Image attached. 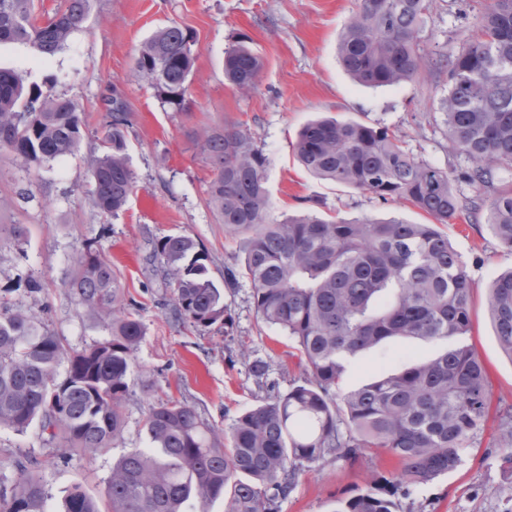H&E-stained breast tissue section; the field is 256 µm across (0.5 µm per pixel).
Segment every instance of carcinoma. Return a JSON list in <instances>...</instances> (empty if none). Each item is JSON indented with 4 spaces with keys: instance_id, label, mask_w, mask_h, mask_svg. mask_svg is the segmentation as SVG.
Listing matches in <instances>:
<instances>
[{
    "instance_id": "carcinoma-1",
    "label": "carcinoma",
    "mask_w": 512,
    "mask_h": 512,
    "mask_svg": "<svg viewBox=\"0 0 512 512\" xmlns=\"http://www.w3.org/2000/svg\"><path fill=\"white\" fill-rule=\"evenodd\" d=\"M90 0H65L40 18L34 0H0V44L23 43L55 55L79 27ZM430 0H360L341 34L339 59L359 84L372 88L412 82L422 64L421 35ZM474 35L448 70L440 103L448 141L472 163L471 185L491 192L488 222L512 252V187L495 184L512 169V0H487L474 17ZM195 39L171 24L144 41L137 79L161 101L185 109ZM262 60L240 40L225 51L224 76L250 93ZM129 113L112 102L107 151L90 170L92 201L103 214L128 202L135 175L126 156ZM79 105L24 92L21 78L0 70V149L28 162L71 155L81 138ZM211 168L208 204L224 230L244 237L241 267L224 283H250L257 316L294 343L302 377L284 394L237 416L224 434L206 425L194 405L167 396L151 403L143 426L147 450L122 456L100 503L80 482L65 512H198L224 500V512H272L297 486L305 465L333 456L395 457L393 480L377 479L334 512H400L395 496L457 469L461 450L490 416L487 370L474 347L466 264L441 229L469 221L482 204L464 203L448 173L420 160L383 127L319 119L298 133L293 149L311 175L406 202L434 219L337 221L313 213L269 219V160L252 133L236 125L198 134ZM209 255L189 235L157 238L153 271L173 285L174 321L206 329L224 318V296L208 275ZM65 287L96 313L110 336L80 350L32 312L0 303V427L42 433L64 455L96 454L122 439L128 375L143 336L128 310L112 262L100 250L72 256ZM501 349L512 357V269L499 274L486 301ZM391 338L453 345L426 361L339 393L348 359ZM42 478L21 461L0 458V512H45Z\"/></svg>"
}]
</instances>
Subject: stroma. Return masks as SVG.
I'll return each instance as SVG.
<instances>
[{
  "label": "stroma",
  "mask_w": 512,
  "mask_h": 512,
  "mask_svg": "<svg viewBox=\"0 0 512 512\" xmlns=\"http://www.w3.org/2000/svg\"><path fill=\"white\" fill-rule=\"evenodd\" d=\"M484 3L431 0L425 56L456 55ZM358 5L359 0H91L81 25L52 57L26 44H0V69L19 74L25 86H37L43 96L76 101L85 115L74 154L27 163L0 152V224L28 229L21 243L0 237V300L38 313L74 347L106 338L104 323L64 286L72 255L90 245L111 259L125 300L135 304L145 331L128 376L126 427L114 448L65 457L45 444L38 425L21 433L0 428V457L32 464L48 492L46 512H63L65 492L77 481L96 499H105L113 463L150 445L143 418L154 399L186 398L222 429L259 399L286 392L301 377L287 336L258 318L249 283L224 285V269L240 263L242 243L225 233L207 204L210 169L195 142L198 131L236 124L255 136L269 159L266 186L273 220L310 207L339 220L431 221L411 204H386L302 169L292 145L301 127L321 116L388 128L424 162L452 175L461 197L474 196V189L457 179L468 161L449 142L439 112L448 93L447 72L425 68L413 82L368 88L344 70L338 41ZM173 23L196 40L183 113L163 105L134 74L142 42ZM242 37L263 62L257 85L247 95L224 78V51ZM116 99L129 107L127 157L136 183L124 209L112 216L92 203L89 169L102 154ZM446 230L467 263L473 295L467 341L487 368L495 418L463 451L458 469L402 497L401 512H512V450L505 448L498 422L512 413V358L502 352L485 310L487 289L512 266V253L499 247L486 217ZM167 234L190 235L209 254V275L224 290V319L208 329L173 321L172 286L151 271V242ZM31 279L40 283V291H29ZM443 348L440 342L388 340L350 358L342 386H363ZM255 358L269 365L261 383L248 368ZM397 469L396 460L387 456L309 465L274 512H334L339 498Z\"/></svg>",
  "instance_id": "1"
}]
</instances>
